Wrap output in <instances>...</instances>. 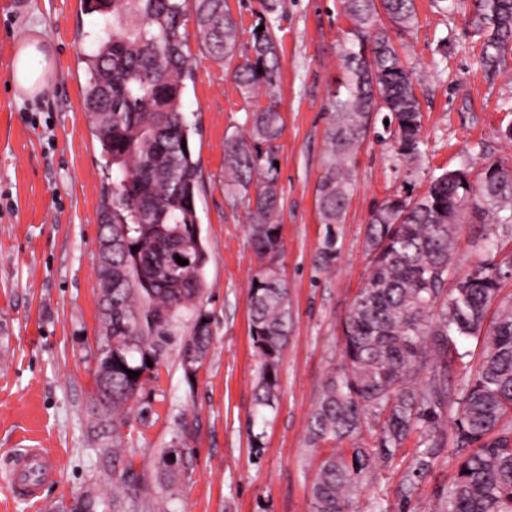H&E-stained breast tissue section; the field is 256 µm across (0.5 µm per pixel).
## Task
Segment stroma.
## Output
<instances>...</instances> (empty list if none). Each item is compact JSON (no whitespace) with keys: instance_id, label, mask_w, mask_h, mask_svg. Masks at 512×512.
I'll use <instances>...</instances> for the list:
<instances>
[{"instance_id":"obj_1","label":"stroma","mask_w":512,"mask_h":512,"mask_svg":"<svg viewBox=\"0 0 512 512\" xmlns=\"http://www.w3.org/2000/svg\"><path fill=\"white\" fill-rule=\"evenodd\" d=\"M7 3L0 0V481L31 440L55 458L58 477L43 486L36 506L0 485V512H60L87 493L111 502L128 468L145 491L126 501L124 512H310L311 481L332 445L309 444V419L326 379L344 364L343 326L370 273V216L389 197L423 194L442 170H466L475 184L486 165L512 167V58L497 73L483 71L472 0L445 13L415 0L418 22L395 44L415 72L419 152L404 160L394 142L367 134L351 164L354 191L336 264L325 269L316 190L330 94L352 23L340 0H279L271 13L261 0H228L242 47L266 22L282 64L280 272L290 321L278 399L270 407L255 402L262 358L250 336L248 285L257 259L247 205L224 192V141L246 134L256 101L238 88L235 62L215 61L193 37L184 108L201 166L196 207L209 254L202 306L213 338L192 379L179 344L169 346L116 440L93 427L99 211L112 172L83 108V57L102 22L81 0H29L18 14ZM33 37L51 72L46 86L29 94L13 86L11 63ZM488 265L505 270L500 298L511 300L512 235L493 219L461 217L447 289ZM443 428L444 444L420 478L412 476L418 434L392 459H374L353 512H440L457 466L452 417ZM170 448L186 453L172 483L162 463Z\"/></svg>"}]
</instances>
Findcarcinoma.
I'll return each instance as SVG.
<instances>
[{
  "label": "carcinoma",
  "instance_id": "carcinoma-1",
  "mask_svg": "<svg viewBox=\"0 0 512 512\" xmlns=\"http://www.w3.org/2000/svg\"><path fill=\"white\" fill-rule=\"evenodd\" d=\"M471 25L484 37L480 61L495 72L512 56V0H474ZM104 19V37L84 57L87 119L107 162L112 186L103 191L102 238L116 242L112 276L97 271L100 350L112 355V395L99 424L112 426L136 401L143 384L156 379L161 356L175 336L178 317L190 314L181 362L204 360L211 345L209 316L201 309L209 255L196 210L199 160L190 141L183 96L193 79L186 48L188 22L216 60L241 58L233 77L240 90L267 103L252 112L247 135L224 141V191L247 201L248 231L258 261L250 284V333L263 359L258 402L278 397L279 362L288 341V290L280 277L283 251L276 143L283 118L276 99L281 64L271 33L253 34L238 53L240 32L227 0H82ZM352 22L342 45V78L331 104L326 157L317 185L320 223L325 226L320 264L337 258L336 225L343 223L352 194L346 168L371 122L389 121L377 137L394 139L398 153L418 150L422 113L412 70L402 61L391 30L417 23L414 0H342ZM187 144H182V141ZM512 227V168L491 164L472 192L468 174L446 170L424 194L388 198L369 221L368 282L357 295L344 327V372L329 378L312 413L308 440L349 441L319 462L310 486L312 512H350L351 498L372 457L390 458L412 432L427 445L416 467L441 447L442 414L448 405V360L462 358L458 343L483 339L485 353L462 387L454 417L458 459L442 512H512V302L498 305L484 326L504 276L494 266L464 276L450 296L444 288L457 246V220L468 205ZM170 240L186 246L191 266L169 276L162 250ZM138 250H132V247ZM138 371L131 378L126 370ZM428 375L427 384L418 383ZM382 421L374 452L357 447L363 427ZM123 495L112 496V512L138 497L140 483L127 472ZM101 500L77 497L62 512H98Z\"/></svg>",
  "mask_w": 512,
  "mask_h": 512
}]
</instances>
